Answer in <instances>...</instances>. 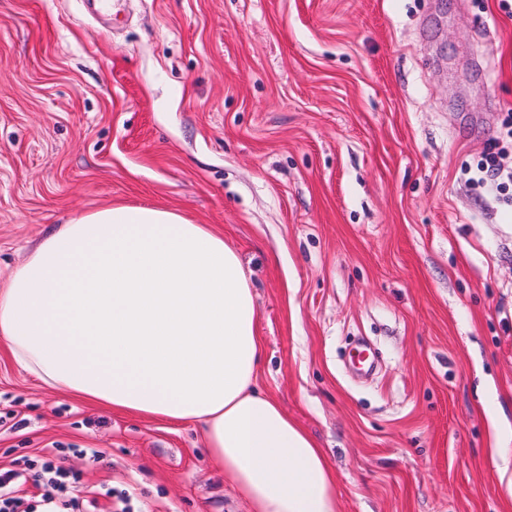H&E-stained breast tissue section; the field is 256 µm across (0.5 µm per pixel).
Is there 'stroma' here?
Wrapping results in <instances>:
<instances>
[{
	"label": "stroma",
	"instance_id": "obj_1",
	"mask_svg": "<svg viewBox=\"0 0 512 512\" xmlns=\"http://www.w3.org/2000/svg\"><path fill=\"white\" fill-rule=\"evenodd\" d=\"M510 113L500 0H0V277L112 205L209 225L340 512H512V191L467 182ZM45 458L97 512H250L200 426L42 387L0 340V468Z\"/></svg>",
	"mask_w": 512,
	"mask_h": 512
}]
</instances>
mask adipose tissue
Returning <instances> with one entry per match:
<instances>
[{"label":"adipose tissue","instance_id":"adipose-tissue-1","mask_svg":"<svg viewBox=\"0 0 512 512\" xmlns=\"http://www.w3.org/2000/svg\"><path fill=\"white\" fill-rule=\"evenodd\" d=\"M0 339L73 397L201 424L252 512H339L321 451L257 387L254 293L208 225L124 205L68 220L0 280Z\"/></svg>","mask_w":512,"mask_h":512}]
</instances>
